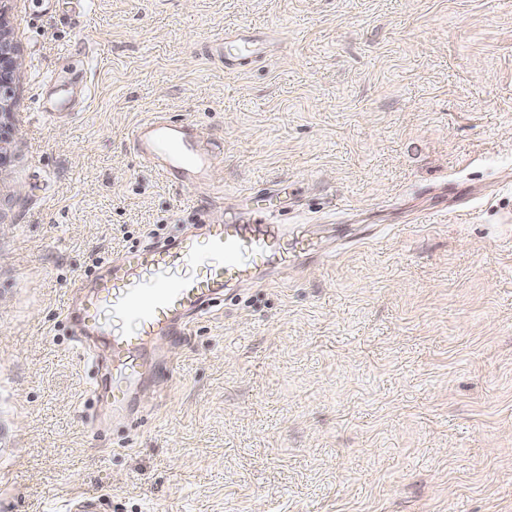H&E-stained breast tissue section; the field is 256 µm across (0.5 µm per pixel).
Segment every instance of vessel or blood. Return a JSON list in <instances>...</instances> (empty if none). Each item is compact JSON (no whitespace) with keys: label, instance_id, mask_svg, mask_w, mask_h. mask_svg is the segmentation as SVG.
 I'll list each match as a JSON object with an SVG mask.
<instances>
[{"label":"vessel or blood","instance_id":"b4317fda","mask_svg":"<svg viewBox=\"0 0 512 512\" xmlns=\"http://www.w3.org/2000/svg\"><path fill=\"white\" fill-rule=\"evenodd\" d=\"M230 42L239 50L227 59L229 66H246L263 54L259 40L228 29L222 41L210 45V56L225 59L224 46ZM129 136L144 161L187 189L206 181L221 162L196 123L155 115L135 125ZM315 248L303 225L274 224L258 215L206 224L200 232L128 250L108 263L85 294L78 317L85 335L98 337L107 350L106 390L113 413L124 411L152 358V340L215 303L225 288L253 280L261 270L287 269L294 253Z\"/></svg>","mask_w":512,"mask_h":512}]
</instances>
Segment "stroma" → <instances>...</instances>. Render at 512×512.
<instances>
[{
  "mask_svg": "<svg viewBox=\"0 0 512 512\" xmlns=\"http://www.w3.org/2000/svg\"><path fill=\"white\" fill-rule=\"evenodd\" d=\"M0 19L26 65L0 125V512H512V0H0ZM228 28L265 57L224 70L207 47ZM157 112L224 153L195 191L129 146ZM263 206L333 258L160 339L130 420L99 422L69 298L126 250Z\"/></svg>",
  "mask_w": 512,
  "mask_h": 512,
  "instance_id": "35a3bbf8",
  "label": "stroma"
}]
</instances>
